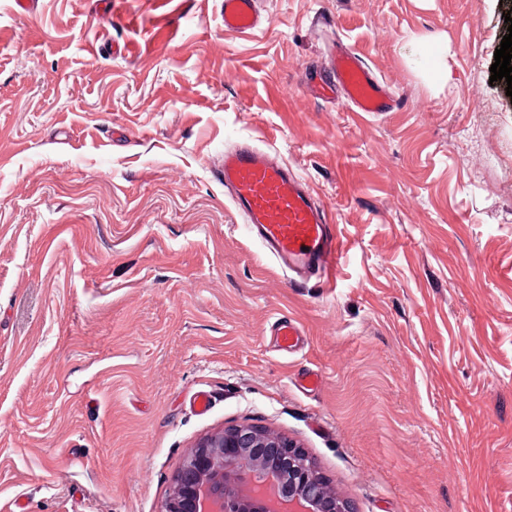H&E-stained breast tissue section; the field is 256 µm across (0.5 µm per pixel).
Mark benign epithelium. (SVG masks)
I'll return each instance as SVG.
<instances>
[{
  "label": "benign epithelium",
  "mask_w": 512,
  "mask_h": 512,
  "mask_svg": "<svg viewBox=\"0 0 512 512\" xmlns=\"http://www.w3.org/2000/svg\"><path fill=\"white\" fill-rule=\"evenodd\" d=\"M162 512H351L328 501L324 479L291 439L227 426L194 446Z\"/></svg>",
  "instance_id": "benign-epithelium-1"
}]
</instances>
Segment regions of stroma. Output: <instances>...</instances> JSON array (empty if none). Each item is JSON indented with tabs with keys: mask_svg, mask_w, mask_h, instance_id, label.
Wrapping results in <instances>:
<instances>
[{
	"mask_svg": "<svg viewBox=\"0 0 512 512\" xmlns=\"http://www.w3.org/2000/svg\"><path fill=\"white\" fill-rule=\"evenodd\" d=\"M259 5L0 0V512H160L228 424L356 512H512V0ZM334 44L398 107L314 97ZM242 142L324 205L334 271L246 234ZM224 28L252 33L259 28L258 0H223Z\"/></svg>",
	"mask_w": 512,
	"mask_h": 512,
	"instance_id": "obj_1",
	"label": "stroma"
}]
</instances>
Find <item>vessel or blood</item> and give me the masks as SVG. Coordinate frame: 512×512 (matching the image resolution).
<instances>
[{
    "instance_id": "1",
    "label": "vessel or blood",
    "mask_w": 512,
    "mask_h": 512,
    "mask_svg": "<svg viewBox=\"0 0 512 512\" xmlns=\"http://www.w3.org/2000/svg\"><path fill=\"white\" fill-rule=\"evenodd\" d=\"M223 4L225 29L246 34L258 28V0ZM322 86L342 87L360 112H388L397 105L385 82L348 52L335 59ZM222 176L245 224L279 263L297 274L333 269L339 256L334 228L307 185L286 164L244 144L225 152Z\"/></svg>"
}]
</instances>
